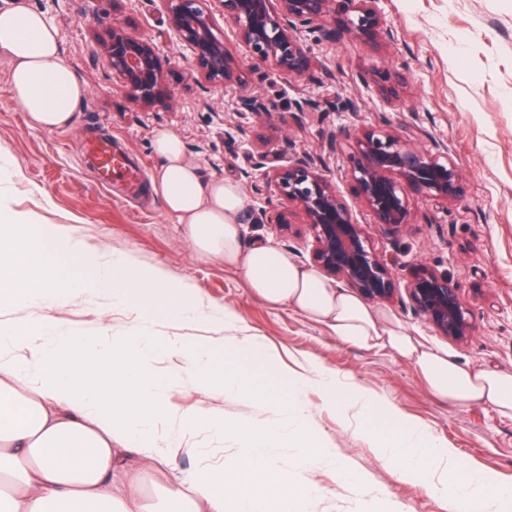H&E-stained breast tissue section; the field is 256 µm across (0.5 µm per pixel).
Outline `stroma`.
Here are the masks:
<instances>
[{"label":"stroma","instance_id":"stroma-1","mask_svg":"<svg viewBox=\"0 0 512 512\" xmlns=\"http://www.w3.org/2000/svg\"><path fill=\"white\" fill-rule=\"evenodd\" d=\"M58 31L62 61L86 93L70 126L46 130L31 125L8 90L10 63L0 54V200L29 213L40 224L78 234L89 250L108 246L131 266L159 270L163 279L189 288L205 304L217 302L232 315L224 326L208 322L168 324L147 318L129 302L101 317L97 301L76 297L49 315L60 330H98L104 344L132 330L170 337L193 346L220 336L225 346L258 337L284 373L321 366L347 384H359L402 417L428 428L439 445L453 449L461 465L496 483H512V418L485 405L459 406L434 396L410 359L387 349L345 345L330 330L287 306L266 305L238 270L197 254L166 212L152 184L160 161L153 151L157 131L179 136L185 156L202 181L236 183L243 195L239 214L245 245L272 243L299 266L311 267L304 238L278 235L265 213L275 198L256 193L258 155L238 127L257 130L281 155L308 152L323 159L344 194L352 187L346 159L330 153L329 136L345 140L384 123L417 125L439 142L467 183L465 197L450 210L413 196L414 222L397 238L383 235L370 213L357 208L376 252L393 264L399 278L423 264L449 275L468 304L476 330L457 344L435 333L409 305H385V312L425 345L448 352L472 368L512 371V0H379L398 40L377 48L349 35L328 40L304 37L317 63L302 78H282L264 66L250 75L251 93L270 99L276 110L258 118L241 110V90L210 88L191 79L190 50L167 23L166 0H25ZM157 44L175 62L183 80H172L173 96L144 110L114 88L112 69L98 48L113 21ZM378 69L408 76L410 86L394 107L379 98L367 76ZM351 98L355 112H318L297 121V101L335 102ZM92 136H110L143 175L141 192L129 198L121 182L100 184L79 152ZM309 438L333 449L335 461L298 467L296 449L271 452L275 467L294 472L298 482L318 488L309 512H448L427 479L398 480L380 459L373 439L380 421L344 418L324 395L308 391ZM287 399L259 370L249 373L246 393L224 398L231 427L282 420ZM192 454L170 453L161 470L146 474V493L162 497L180 488L184 475L201 468L230 467L237 448L232 432L215 438L195 428ZM359 473L365 492H356L342 470Z\"/></svg>","mask_w":512,"mask_h":512}]
</instances>
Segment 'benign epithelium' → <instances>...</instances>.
Here are the masks:
<instances>
[{
    "label": "benign epithelium",
    "instance_id": "1",
    "mask_svg": "<svg viewBox=\"0 0 512 512\" xmlns=\"http://www.w3.org/2000/svg\"><path fill=\"white\" fill-rule=\"evenodd\" d=\"M168 23L193 53L198 77L214 87L248 83V65L235 55L216 33L214 16L200 6L201 0H167ZM224 21L256 64L271 67L280 75L300 78L315 66L302 33L322 32L327 39L348 34L373 46L393 44L396 36L377 9L378 0H218ZM337 26L328 27V20ZM112 67L117 88L137 104L153 107L170 96L169 72L154 41L136 34L122 23L112 24L99 42ZM371 81L382 99L391 104L400 98L405 77L375 71ZM241 106L258 116L275 110L272 101L244 95ZM259 166L266 190L285 206L266 221L283 233L293 232L291 217L301 216L312 240L311 257L327 276L348 282L363 298L389 301L405 290L412 311L433 330L455 341L473 335L470 313L460 288L447 276L421 266L404 284L393 277L388 261L370 244L359 224L354 203L367 209L385 236L395 237L412 223L410 195L423 193L435 204L449 209L466 193L460 168L447 145L429 140L417 126L396 132L383 127L366 129L353 141L332 138L328 149L347 157L346 176L356 187L350 200L309 153H299L279 163V153L259 134Z\"/></svg>",
    "mask_w": 512,
    "mask_h": 512
}]
</instances>
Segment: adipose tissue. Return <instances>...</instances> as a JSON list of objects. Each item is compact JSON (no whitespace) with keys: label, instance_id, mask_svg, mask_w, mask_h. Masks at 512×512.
<instances>
[{"label":"adipose tissue","instance_id":"ef3b65f1","mask_svg":"<svg viewBox=\"0 0 512 512\" xmlns=\"http://www.w3.org/2000/svg\"><path fill=\"white\" fill-rule=\"evenodd\" d=\"M0 52L11 66L9 91L31 123L50 130L68 126L85 87L59 56L56 28L24 5L2 10ZM153 147L161 161L155 189L200 256L238 269L265 303L294 308L344 343L386 347L413 360L436 396L459 405H487L512 417V373L459 365L315 270L297 266L278 247H244L240 188L221 178L202 182L172 132L158 131ZM64 258L77 263L82 296L110 304L136 301L168 323H221L228 317L223 306L200 303L156 271L88 251L78 236L35 224L0 201V512H307L316 489L274 468L267 451L300 448L306 437L301 396L312 388L358 418H380V457L398 478L429 476L432 493L447 498L449 512H512V485L462 470L453 450L440 446L426 427L399 417L362 386L342 389L335 373L322 367L307 377L288 378V423L237 428L239 452L231 478L211 469L189 474L181 489L156 505L141 477L162 461L155 428L171 421L174 390L151 367L154 337L132 332L99 355L96 333L59 336L52 320L35 318L37 309L72 299L62 287ZM168 347L177 359L191 360L212 398L195 420L184 421L187 431L199 422L223 437L218 402L243 391L244 367L278 372L257 339L238 346L219 376L213 375L209 356L223 351V337L213 338L207 355L176 341ZM125 448L137 451L136 467L124 465Z\"/></svg>","mask_w":512,"mask_h":512}]
</instances>
